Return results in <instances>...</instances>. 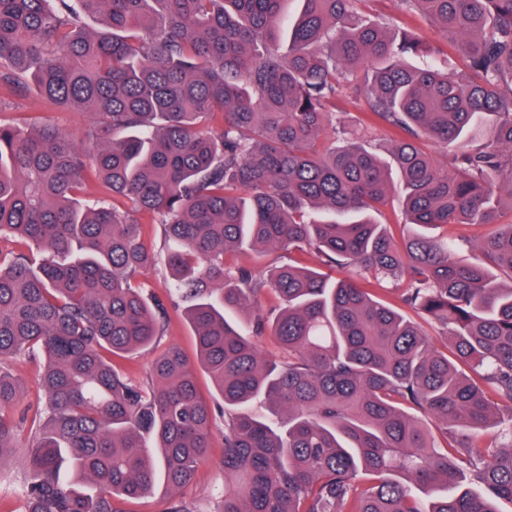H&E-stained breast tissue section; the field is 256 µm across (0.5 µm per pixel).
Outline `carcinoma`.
Here are the masks:
<instances>
[{
	"instance_id": "obj_1",
	"label": "carcinoma",
	"mask_w": 512,
	"mask_h": 512,
	"mask_svg": "<svg viewBox=\"0 0 512 512\" xmlns=\"http://www.w3.org/2000/svg\"><path fill=\"white\" fill-rule=\"evenodd\" d=\"M285 2L0 0V92L87 115L81 146L39 112L0 120V466L28 431L24 512H125L160 477L175 492L218 417L220 512L512 501V0H397L443 34L460 61L443 71L409 63L434 47L370 0H298L289 18ZM354 98L348 127L336 108ZM91 181L111 199L85 198ZM396 200L399 234L382 221ZM146 217L196 358L170 344L141 383L108 354L165 331L136 283L159 263ZM448 224L490 231L429 233ZM464 243L478 259L455 258ZM263 251L288 261H242ZM386 282L447 350L378 296ZM35 353L43 396L24 406L10 361Z\"/></svg>"
}]
</instances>
